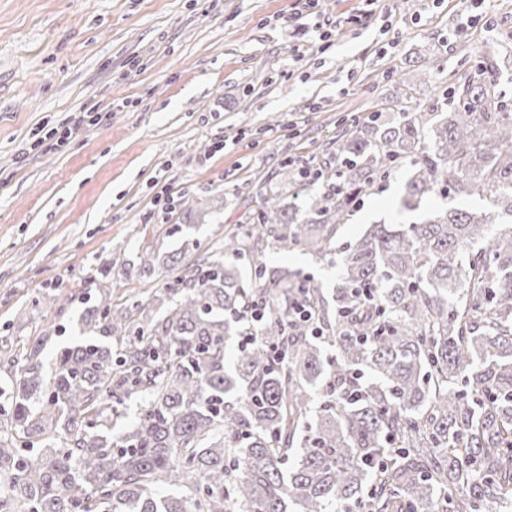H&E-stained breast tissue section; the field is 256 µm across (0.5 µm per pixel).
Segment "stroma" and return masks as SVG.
Here are the masks:
<instances>
[{"mask_svg": "<svg viewBox=\"0 0 512 512\" xmlns=\"http://www.w3.org/2000/svg\"><path fill=\"white\" fill-rule=\"evenodd\" d=\"M296 0H0V382L46 324L51 365L75 343L76 296L119 304L161 284L184 237L218 243L287 154L330 158L340 117L396 104L406 73L423 102L454 72L512 43V0H325L341 29L295 46ZM391 11L387 30L360 11ZM437 50L435 62L418 51ZM59 144L48 131L89 109ZM399 180L365 194L341 242L409 224ZM153 252V270L138 256ZM126 265L102 276L110 252ZM63 308H47L48 296Z\"/></svg>", "mask_w": 512, "mask_h": 512, "instance_id": "1", "label": "stroma"}]
</instances>
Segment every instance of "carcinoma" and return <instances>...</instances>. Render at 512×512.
Segmentation results:
<instances>
[{"label":"carcinoma","instance_id":"1","mask_svg":"<svg viewBox=\"0 0 512 512\" xmlns=\"http://www.w3.org/2000/svg\"><path fill=\"white\" fill-rule=\"evenodd\" d=\"M507 83L512 49L495 47L432 101L404 95L398 111L353 119L336 163L309 162L316 179L283 163L247 231L210 251L185 241L148 302L89 299L84 339L48 376L38 337L0 388V512H500L512 498ZM396 174L407 211L433 195L489 194L493 209L370 224L330 288L266 263L290 247L331 256L359 196ZM122 407L134 417L117 432Z\"/></svg>","mask_w":512,"mask_h":512}]
</instances>
